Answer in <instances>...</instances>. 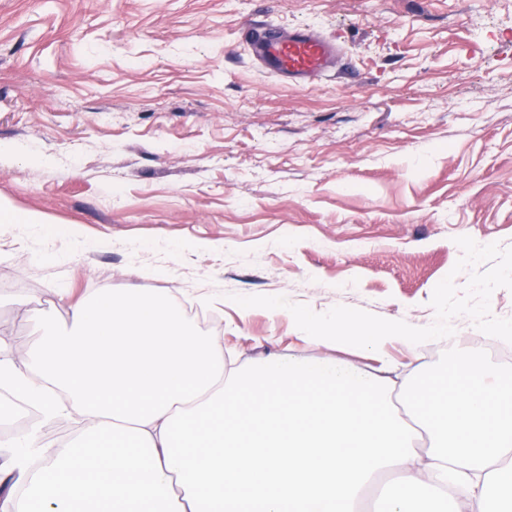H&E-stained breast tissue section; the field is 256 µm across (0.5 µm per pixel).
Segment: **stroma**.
I'll return each mask as SVG.
<instances>
[{"instance_id": "stroma-1", "label": "stroma", "mask_w": 512, "mask_h": 512, "mask_svg": "<svg viewBox=\"0 0 512 512\" xmlns=\"http://www.w3.org/2000/svg\"><path fill=\"white\" fill-rule=\"evenodd\" d=\"M268 23L341 46L291 86ZM0 342L99 289L166 293L227 366L294 314L400 323L436 369L512 329V0H0ZM161 268L165 277H148Z\"/></svg>"}]
</instances>
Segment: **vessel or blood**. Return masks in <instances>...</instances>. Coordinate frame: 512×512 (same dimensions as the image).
Segmentation results:
<instances>
[{
    "label": "vessel or blood",
    "mask_w": 512,
    "mask_h": 512,
    "mask_svg": "<svg viewBox=\"0 0 512 512\" xmlns=\"http://www.w3.org/2000/svg\"><path fill=\"white\" fill-rule=\"evenodd\" d=\"M244 42L269 72L298 84H314L336 63L335 45L308 29L286 34L270 27L250 29Z\"/></svg>",
    "instance_id": "vessel-or-blood-1"
}]
</instances>
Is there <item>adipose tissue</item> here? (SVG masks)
I'll use <instances>...</instances> for the list:
<instances>
[{
  "mask_svg": "<svg viewBox=\"0 0 512 512\" xmlns=\"http://www.w3.org/2000/svg\"><path fill=\"white\" fill-rule=\"evenodd\" d=\"M70 329L43 319L32 347L0 344V387L44 416L75 411L84 439L36 430L0 441L14 479L0 512H358L383 472V512H414L407 492L453 483L455 512L512 510V372L466 355L441 370L384 357L421 336L398 324L298 315L323 357L265 358L232 371L224 350L166 294L99 289L72 304ZM384 358L383 375L332 357ZM404 375L407 410L389 409Z\"/></svg>",
  "mask_w": 512,
  "mask_h": 512,
  "instance_id": "obj_1",
  "label": "adipose tissue"
}]
</instances>
